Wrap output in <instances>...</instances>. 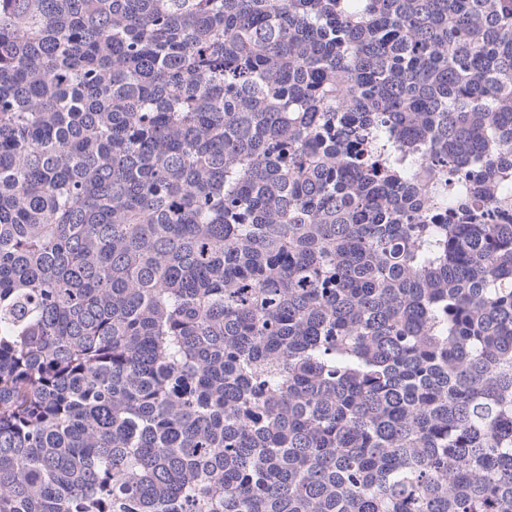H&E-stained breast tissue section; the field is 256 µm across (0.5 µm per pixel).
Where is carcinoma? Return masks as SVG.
I'll return each instance as SVG.
<instances>
[{
    "label": "carcinoma",
    "instance_id": "cac0c4a2",
    "mask_svg": "<svg viewBox=\"0 0 512 512\" xmlns=\"http://www.w3.org/2000/svg\"><path fill=\"white\" fill-rule=\"evenodd\" d=\"M0 512H512V0H0Z\"/></svg>",
    "mask_w": 512,
    "mask_h": 512
}]
</instances>
